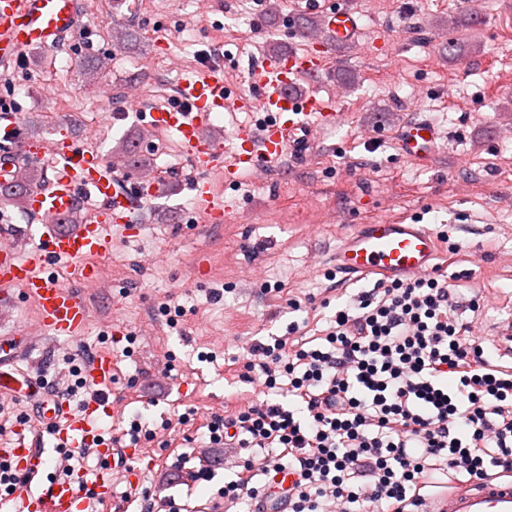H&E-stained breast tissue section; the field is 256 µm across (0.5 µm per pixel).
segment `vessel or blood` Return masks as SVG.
Masks as SVG:
<instances>
[{
    "label": "vessel or blood",
    "instance_id": "obj_1",
    "mask_svg": "<svg viewBox=\"0 0 512 512\" xmlns=\"http://www.w3.org/2000/svg\"><path fill=\"white\" fill-rule=\"evenodd\" d=\"M78 23L75 0H0V63L9 64L31 47L54 45ZM360 16L349 6H339L324 16L327 40L338 45L351 43L359 30ZM320 54L291 52L267 59L258 73L257 96L237 99L241 107L259 106L264 117L257 129L235 132L232 158H225L224 145L208 137L205 128L211 117L223 111L232 91L224 80V71L212 68L185 78L177 91L175 105L151 112L153 128L174 131L182 154L194 169L208 172L221 169L226 182H237L243 172L256 168L259 159L275 161L285 153L305 158L315 140L317 129L334 123L329 112L313 96L301 93L298 80L322 68ZM443 138L441 128L431 119L417 118L397 131L399 153L424 164L432 157ZM54 178L49 189L34 192L28 202L30 211L56 218L42 227L40 242L22 251L0 250V288H21L31 298L41 327L55 335L80 337L90 323L84 297L63 284L48 271L54 260H67L80 282L96 274L94 261L106 255L111 241L104 234L107 224H129L130 214L153 196L156 184L151 180H121L109 163L74 143L54 148L49 158ZM200 207L196 220L217 224L227 218L223 208L211 204L209 183L194 185ZM96 199L98 208L77 223H70L80 197ZM66 229H57L59 221ZM438 252V240L421 224L379 219L345 236L336 248L334 262L338 272L360 278L415 276L432 272ZM86 379L100 387L112 385V359L96 356L85 370ZM0 388L17 390L38 406L43 425H60L59 437L70 447L96 444L99 433L96 417L109 411L108 400L90 402L82 417L69 413L65 402L47 395L38 379L18 370L0 369ZM24 480L9 496L11 512H81V494L67 480H53L33 493L49 465L37 449L19 445L13 450ZM429 512H512V482L486 479L455 484L452 490L430 496Z\"/></svg>",
    "mask_w": 512,
    "mask_h": 512
}]
</instances>
